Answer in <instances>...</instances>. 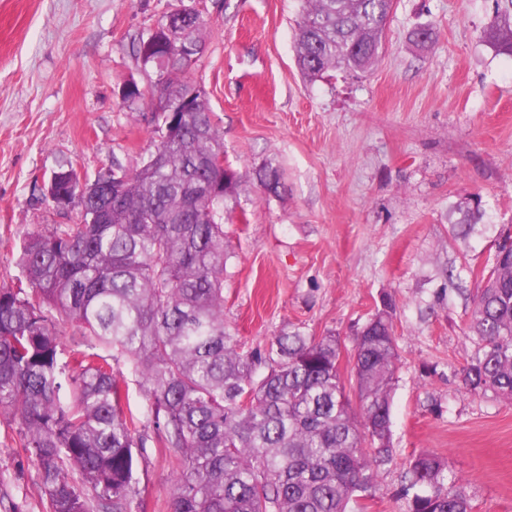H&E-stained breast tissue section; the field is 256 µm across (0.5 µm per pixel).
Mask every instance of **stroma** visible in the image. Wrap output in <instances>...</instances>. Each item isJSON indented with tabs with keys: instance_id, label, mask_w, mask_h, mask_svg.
Here are the masks:
<instances>
[{
	"instance_id": "35a3bbf8",
	"label": "stroma",
	"mask_w": 512,
	"mask_h": 512,
	"mask_svg": "<svg viewBox=\"0 0 512 512\" xmlns=\"http://www.w3.org/2000/svg\"><path fill=\"white\" fill-rule=\"evenodd\" d=\"M497 0H395L369 70L304 82L295 65L299 0H0V284L20 285L25 237L59 223L43 186L59 164L87 177L135 167L156 136L155 72L139 38L200 11L203 50L187 78L207 93L239 176L224 204V324L246 349L294 330L336 334L353 386L355 334L396 305L392 461L363 512H405L410 458L448 464L472 512H512V402L466 393L460 372L472 295L500 232L512 229V56L481 37ZM435 32L425 46L414 28ZM279 169V194L254 177ZM480 202L477 224L452 223ZM455 266L461 282L442 274ZM145 512H171L175 461L160 448L137 383ZM17 418L0 412V512H49Z\"/></svg>"
}]
</instances>
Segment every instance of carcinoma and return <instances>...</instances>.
<instances>
[{
  "label": "carcinoma",
  "mask_w": 512,
  "mask_h": 512,
  "mask_svg": "<svg viewBox=\"0 0 512 512\" xmlns=\"http://www.w3.org/2000/svg\"><path fill=\"white\" fill-rule=\"evenodd\" d=\"M296 63L316 80L328 70L369 69L394 0H302ZM482 32L512 55V0ZM200 14L163 24L136 45L158 79L161 124L151 155L128 170L112 159L97 188L68 162L46 199L67 218L22 245L27 287L0 286V409L18 418L49 512H139L143 439L124 409V373L95 352L126 359L158 440L178 463L172 512H356L373 467L392 460L391 400L399 354L395 306L383 302L357 331L346 394L334 334L276 336L244 349L224 326V199L237 174L223 154L206 92L186 81L183 52L201 45ZM194 95L190 112L167 102ZM258 181L269 193L280 171ZM461 372L474 395L512 400V254H497L472 297ZM74 326L65 350L58 324ZM78 473L76 483L72 473ZM407 512H470L447 464L422 453L409 462Z\"/></svg>",
  "instance_id": "cac0c4a2"
}]
</instances>
